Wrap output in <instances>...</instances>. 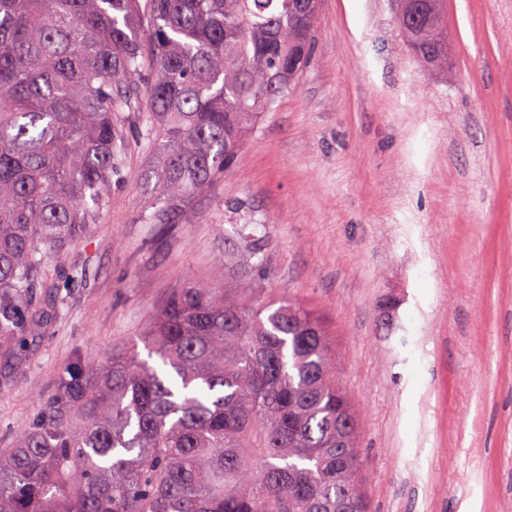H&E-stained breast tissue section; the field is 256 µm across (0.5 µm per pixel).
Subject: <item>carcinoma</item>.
Masks as SVG:
<instances>
[{
	"label": "carcinoma",
	"instance_id": "carcinoma-1",
	"mask_svg": "<svg viewBox=\"0 0 512 512\" xmlns=\"http://www.w3.org/2000/svg\"><path fill=\"white\" fill-rule=\"evenodd\" d=\"M319 0H0V345L47 332L46 262L103 220L123 112H144V224L192 223L311 60ZM448 64L443 0L397 18ZM258 225L224 285L191 284L139 343L77 363L0 455V512H368L356 413L307 309L258 302ZM162 363L140 356L138 344Z\"/></svg>",
	"mask_w": 512,
	"mask_h": 512
}]
</instances>
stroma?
Segmentation results:
<instances>
[{
  "label": "stroma",
  "instance_id": "stroma-1",
  "mask_svg": "<svg viewBox=\"0 0 512 512\" xmlns=\"http://www.w3.org/2000/svg\"><path fill=\"white\" fill-rule=\"evenodd\" d=\"M432 70L392 0H321L310 64L191 224H142V115L88 242L51 260L49 331L0 352V451L77 362L134 342L181 288L220 282L265 221V297L316 316L358 419L369 512H512V0H444ZM82 267L72 288L62 274Z\"/></svg>",
  "mask_w": 512,
  "mask_h": 512
}]
</instances>
